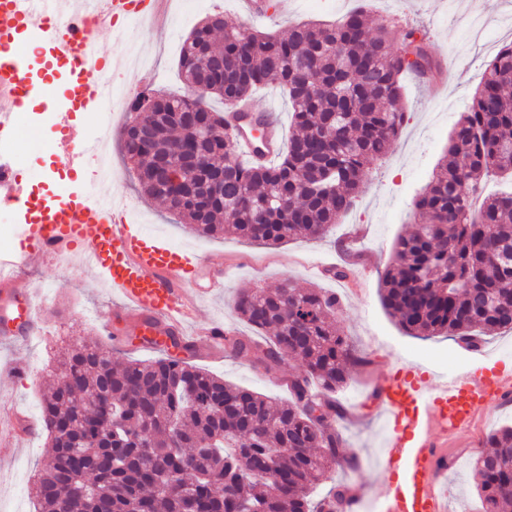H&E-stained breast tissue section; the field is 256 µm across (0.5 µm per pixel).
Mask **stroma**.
Returning a JSON list of instances; mask_svg holds the SVG:
<instances>
[{"mask_svg":"<svg viewBox=\"0 0 512 512\" xmlns=\"http://www.w3.org/2000/svg\"><path fill=\"white\" fill-rule=\"evenodd\" d=\"M362 4L373 17L391 20L398 27L425 28L429 52L442 63L443 72L432 83L405 77L407 114L402 135L391 152L371 166L362 193L328 237L266 246L228 235H197L180 223L166 204L143 194L119 136L128 118L126 110L110 107L109 136L116 172L111 191L119 215L138 222L143 233L179 249L207 254L224 268V289L198 301L197 322L220 320L225 329L251 335V328L234 310L236 292L249 287L272 289L287 278L301 287L316 284L336 293L341 301L340 323L368 363L354 369L336 394L344 409L355 408L360 413L358 419L346 417L336 424L346 441L343 457H357L360 466L354 471L336 468L333 476L347 486L360 487L370 501L381 499L391 480L378 466L388 427L379 407L369 399L373 386L404 363L417 365L434 377L446 374L451 364L459 368L495 354L512 355V333L492 334L477 354L447 338L409 336L380 300L381 276L392 261L394 243L415 226V197L445 155L454 125L482 80L487 58L501 43L512 41V0H277L275 10L253 20L252 25L282 32L306 20L337 23ZM214 12L234 19L241 16L238 0H177L170 15L155 24L129 21L123 42H116L112 32H104L100 47L106 54L117 47L123 54L147 58L153 68L152 89L182 94L187 90L178 70L182 41ZM43 137V143L22 141L14 147L23 158L17 167L23 197L36 200L38 194L53 193L61 184L75 192L85 189L80 169L69 165L63 149L50 147L55 127L44 125ZM336 264L351 268L360 281L359 291L322 277V267ZM19 287L34 291L39 298L41 322L27 343L0 346V413L37 416L46 379L59 371L60 354L76 343L110 347L121 359L157 358V351L151 348L126 349V341L136 338L129 326L118 325L112 336L103 335L104 313L116 297L86 268L80 252L42 261ZM192 362L226 381L277 398L288 396L284 383L249 358H229L204 349ZM505 425H512V406L485 416L472 434L449 440L448 454L454 462L443 482L448 512H483L471 459L485 438ZM48 452V440L40 433L21 438L15 454L0 463V512H36L32 476L41 469Z\"/></svg>","mask_w":512,"mask_h":512,"instance_id":"35a3bbf8","label":"stroma"}]
</instances>
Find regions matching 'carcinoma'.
<instances>
[{"label":"carcinoma","mask_w":512,"mask_h":512,"mask_svg":"<svg viewBox=\"0 0 512 512\" xmlns=\"http://www.w3.org/2000/svg\"><path fill=\"white\" fill-rule=\"evenodd\" d=\"M366 8L339 25L296 24L284 35L221 12L184 40L178 69L187 94L150 92L122 132L141 189L190 229L280 245L328 234L357 198L367 170L388 155L405 119L403 77L437 67L427 34L369 29ZM272 83L288 92L291 135L265 164L242 161L224 137V113ZM182 147L199 154L185 187L160 164ZM512 173V43L486 63L446 156L414 201L420 221L400 237L381 302L408 334L475 346L512 332V191L473 199L490 172ZM224 176L214 188L216 175ZM236 313L253 336L224 337V353L279 374L298 358L281 400L225 382L170 354L114 358L99 344L61 356L66 380L43 395L39 422L52 453L34 483L38 512H334L347 489H314L345 447L332 426L349 368L367 362L338 323L340 301L320 288H241ZM473 460L484 512H512V426L491 433Z\"/></svg>","instance_id":"obj_1"}]
</instances>
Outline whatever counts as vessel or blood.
<instances>
[{
	"label": "vessel or blood",
	"mask_w": 512,
	"mask_h": 512,
	"mask_svg": "<svg viewBox=\"0 0 512 512\" xmlns=\"http://www.w3.org/2000/svg\"><path fill=\"white\" fill-rule=\"evenodd\" d=\"M95 22L82 27L59 0H0V146L11 147L16 133L8 114L29 85L26 43L29 33L40 49L54 56L82 58L85 71H103L108 63L100 34L113 21L136 17L152 23L172 0H90ZM72 112L106 104L102 82L85 80L67 89ZM239 150L257 162L274 157L282 130L268 109L244 106L226 113ZM102 190L78 193L66 203L44 202L37 221L23 229L19 249L0 254V343L13 344L36 328L34 306L16 304V285L34 262L78 251L90 269L112 288L119 302L104 316L105 328L132 323L147 336H170L196 347L206 339L214 352L224 347V326L194 329L199 297L223 287L224 271L206 265L195 253L178 250L114 216L111 176L96 179ZM512 399V368L476 363L443 380H431L404 365L380 387L379 406L389 424L380 466L392 480L382 512H447L439 492L448 472L451 438L470 433L483 416Z\"/></svg>",
	"instance_id": "b4317fda"
}]
</instances>
